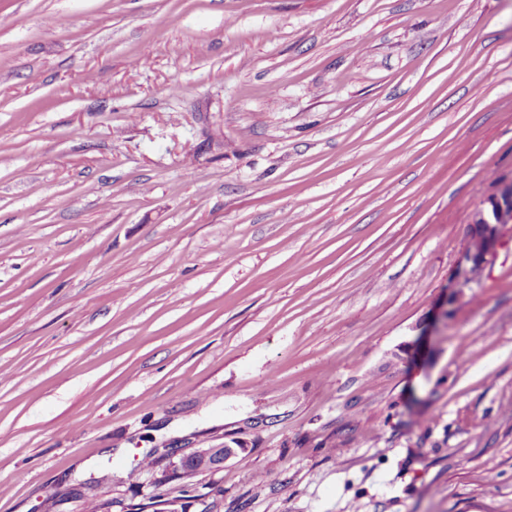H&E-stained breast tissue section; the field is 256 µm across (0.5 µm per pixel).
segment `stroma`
I'll return each mask as SVG.
<instances>
[{"instance_id": "obj_1", "label": "stroma", "mask_w": 512, "mask_h": 512, "mask_svg": "<svg viewBox=\"0 0 512 512\" xmlns=\"http://www.w3.org/2000/svg\"><path fill=\"white\" fill-rule=\"evenodd\" d=\"M512 0H0V512H512ZM512 242V182L500 181L473 214L457 285L465 288L492 266L499 249ZM236 442L240 444L237 446L238 448H233L226 442L210 445L206 448H197L182 457L180 461L186 463L189 457H193L195 465L199 466L198 469L194 470L195 474L215 470L222 467L228 459L238 456L244 450L242 444L239 441Z\"/></svg>"}]
</instances>
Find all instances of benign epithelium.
<instances>
[{"label":"benign epithelium","mask_w":512,"mask_h":512,"mask_svg":"<svg viewBox=\"0 0 512 512\" xmlns=\"http://www.w3.org/2000/svg\"><path fill=\"white\" fill-rule=\"evenodd\" d=\"M509 242H512V182L500 181L473 214L467 245L458 266V287L465 288L481 276L492 266L499 249ZM241 451V445L233 448L227 443L214 444L195 449L189 456L182 457L181 462L193 458L198 465L194 473L199 474L222 467Z\"/></svg>","instance_id":"benign-epithelium-1"}]
</instances>
